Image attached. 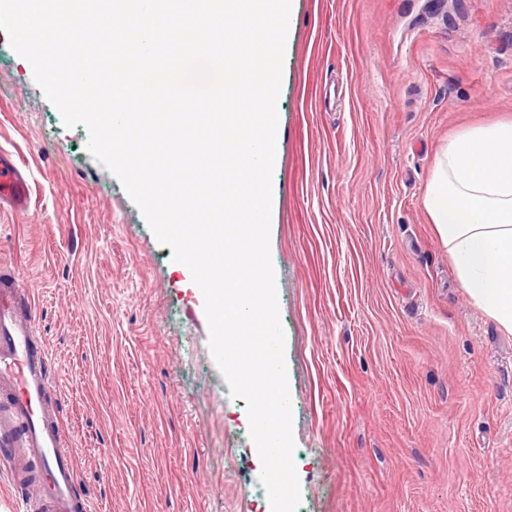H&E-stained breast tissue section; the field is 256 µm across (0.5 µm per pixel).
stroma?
Segmentation results:
<instances>
[{"label": "stroma", "mask_w": 512, "mask_h": 512, "mask_svg": "<svg viewBox=\"0 0 512 512\" xmlns=\"http://www.w3.org/2000/svg\"><path fill=\"white\" fill-rule=\"evenodd\" d=\"M270 254L297 512H512V335L458 283L423 199L512 120V0H292ZM0 30V214L33 290L93 512H270L204 298ZM31 202L30 185L25 168L15 155L0 149V211L25 213Z\"/></svg>", "instance_id": "1"}]
</instances>
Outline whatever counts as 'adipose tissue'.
Here are the masks:
<instances>
[{"label": "adipose tissue", "instance_id": "ef3b65f1", "mask_svg": "<svg viewBox=\"0 0 512 512\" xmlns=\"http://www.w3.org/2000/svg\"><path fill=\"white\" fill-rule=\"evenodd\" d=\"M424 206L461 287L512 334V122L449 140Z\"/></svg>", "mask_w": 512, "mask_h": 512}]
</instances>
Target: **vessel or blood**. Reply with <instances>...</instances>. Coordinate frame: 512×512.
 Segmentation results:
<instances>
[{"label": "vessel or blood", "mask_w": 512, "mask_h": 512, "mask_svg": "<svg viewBox=\"0 0 512 512\" xmlns=\"http://www.w3.org/2000/svg\"><path fill=\"white\" fill-rule=\"evenodd\" d=\"M25 168L0 149V211L25 213ZM39 311L18 267L0 261V459L24 512H91L54 395L53 358L39 333Z\"/></svg>", "instance_id": "vessel-or-blood-1"}]
</instances>
